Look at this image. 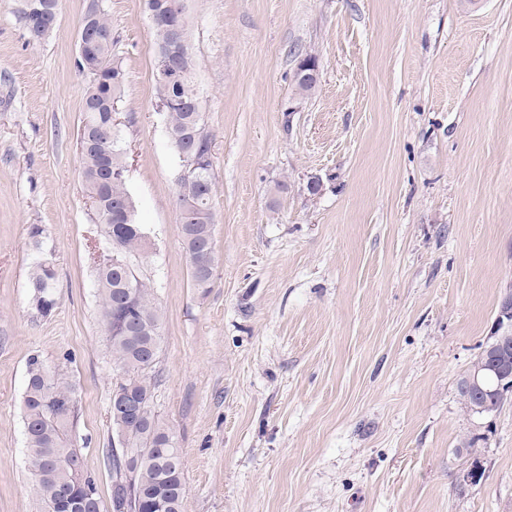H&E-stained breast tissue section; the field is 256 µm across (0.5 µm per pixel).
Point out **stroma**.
I'll use <instances>...</instances> for the list:
<instances>
[{"label": "stroma", "mask_w": 512, "mask_h": 512, "mask_svg": "<svg viewBox=\"0 0 512 512\" xmlns=\"http://www.w3.org/2000/svg\"><path fill=\"white\" fill-rule=\"evenodd\" d=\"M87 3L58 0L35 40L0 0V512L37 510L22 411L35 355L74 384L77 443L110 497L115 370L76 146ZM103 5L185 512H512V403L471 414L457 391L512 292V0H184L213 141L205 290L146 0ZM308 54L319 79L302 97ZM35 224L57 257L47 316L29 301ZM477 456L484 481L460 483ZM317 60L316 57L308 54L301 62L298 68L295 70L293 75V85L296 91V94L299 96H307L310 92L315 88L318 79L314 77L304 78L300 76V73L304 71L306 68H310L308 71L310 72L315 70L317 73Z\"/></svg>", "instance_id": "1"}]
</instances>
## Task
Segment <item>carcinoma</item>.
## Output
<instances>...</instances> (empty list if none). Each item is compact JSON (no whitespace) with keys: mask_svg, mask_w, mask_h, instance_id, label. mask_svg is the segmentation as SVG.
<instances>
[{"mask_svg":"<svg viewBox=\"0 0 512 512\" xmlns=\"http://www.w3.org/2000/svg\"><path fill=\"white\" fill-rule=\"evenodd\" d=\"M177 0H147L152 14L156 55L175 51L174 77L154 74L158 100L167 103L166 132L173 150L190 146L196 154L201 178L176 186V205L191 201V220L182 225L194 286L211 287L216 269L214 252L215 195L212 138L206 131L201 96L194 81L195 56L185 15L175 13ZM57 0H22L18 11L37 9L43 25L56 26L58 18L45 11ZM81 26L107 35L112 22L99 0H91ZM309 54L293 75L296 94L307 96L317 79L304 78V69H317ZM87 83L82 99L81 130L85 145L78 147L80 177L90 200V220L100 227L105 250L94 258L100 319L112 364L117 371L115 390L132 397L131 413L109 411L119 452L111 454L112 512H184L187 494L182 451L176 433L160 418L155 407L156 366L162 349L163 315L153 289L140 275L151 246L122 173L127 171L119 130L113 127L110 107L122 100L124 72L114 60L112 46L92 44L77 61ZM41 257L32 265L28 288L32 306L49 315L57 306L55 258L42 248V230L29 232ZM77 417L74 389L64 373L37 356L27 364L23 394V422L28 467L41 512H101L95 480L88 475L81 449L73 443Z\"/></svg>","mask_w":512,"mask_h":512,"instance_id":"1","label":"carcinoma"}]
</instances>
